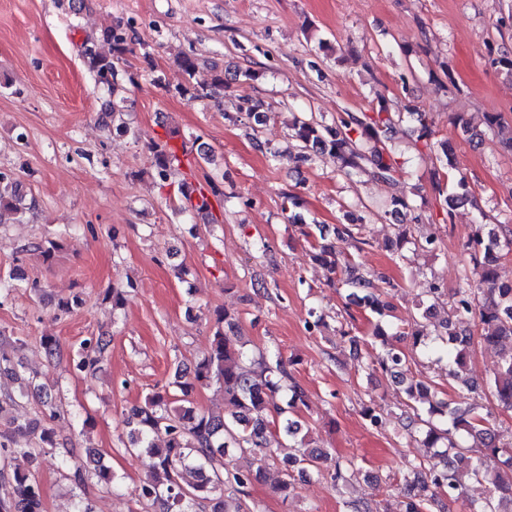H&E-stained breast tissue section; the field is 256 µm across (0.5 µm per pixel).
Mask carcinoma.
Instances as JSON below:
<instances>
[{
	"mask_svg": "<svg viewBox=\"0 0 512 512\" xmlns=\"http://www.w3.org/2000/svg\"><path fill=\"white\" fill-rule=\"evenodd\" d=\"M132 30L117 20L101 31V41L108 52L89 49L84 59L96 81L107 87L110 100L102 111L103 118L113 122L122 114L124 91L119 64L129 51ZM183 81L177 92L192 100L214 97L224 90V72L214 71L210 78H197V63L185 55L179 63ZM402 117L379 108L368 114L346 112L336 118L333 126L321 124L313 115H306L293 124L292 139L300 157L311 150L327 152L336 158L339 171L351 178L369 172L375 179L392 185L396 191L390 197L388 213L410 207L409 200L400 189L399 167L389 146V133ZM152 167L155 178L165 187L171 176L182 166V160L169 143L151 144ZM208 189H195L183 182L178 194L184 208L199 212L212 208L210 197L224 196L213 180ZM36 206L35 200H26L18 186L0 174V212L8 210L24 214ZM349 223L334 228V237L315 236L312 239V259L328 267L330 274L352 263L351 254L343 244L356 240L353 227L363 219L348 216ZM464 274L462 284L453 294L450 318L440 323L435 333L423 325H414L398 334L409 337L412 345L425 350L442 351L448 360V376L457 384V399L442 401L435 398L431 385L407 377L410 362L408 353L400 344L388 341V333L381 324H374L372 339L380 343L382 352L377 357L376 369L406 384L404 392L412 411L409 419L419 426L418 440L422 447L439 448L440 460L431 457L413 466V478L397 489V512H443L445 504H454L463 497L459 468L469 466V475L488 489V496L480 502H470V512H512V442H504L503 435L489 424L491 413L481 414L478 403V384L466 376L470 358L471 337L466 324L479 319L491 327L481 341L493 349L497 356L493 380L488 383L497 406L512 409V285L497 284L498 260L512 253L511 229H487L480 224L464 244ZM352 288L350 296L358 306L374 317H383L392 308L389 296L378 293L370 278L360 276L346 281ZM217 328L210 337L209 346L197 362L193 376L175 372L174 385L182 397H187L198 386L215 382L224 388L227 413L213 415L192 406H173L169 395L156 393L140 405L132 407L127 418L130 427V449L144 452L153 459L151 476L137 486L138 501H147L158 507V512H248L246 498L249 488L262 480L269 462L274 459L268 435L277 430L296 438L302 424L294 418L305 405L306 392L288 371L277 353L267 352L254 359L250 357L241 337L237 336L239 321L227 310L216 313ZM105 349L103 339L89 338L83 342V354L75 362L79 372L96 369ZM290 392L285 404L278 394L282 387ZM41 429L38 445L21 447L18 437L30 430ZM166 435V443L159 447L154 435ZM55 431L41 426V421L14 417L10 428L0 430V464L21 455L34 463L44 447H53ZM297 453L283 461L285 478L277 484L283 500H288L295 484L294 471L326 473L333 485L347 482V469L335 464L333 469L321 468L327 460L321 451L308 448L300 442L292 444ZM236 451H248L256 467L248 470L229 468L228 457ZM485 452L501 458L500 467L489 472L481 463L472 461V454ZM94 466L98 482L109 487L117 476L99 464L98 456L87 454ZM9 489L0 496V512H44L41 486L29 469L15 468Z\"/></svg>",
	"mask_w": 512,
	"mask_h": 512,
	"instance_id": "obj_1",
	"label": "carcinoma"
}]
</instances>
